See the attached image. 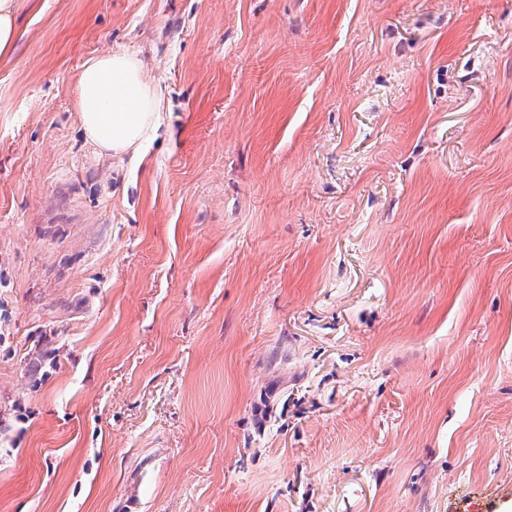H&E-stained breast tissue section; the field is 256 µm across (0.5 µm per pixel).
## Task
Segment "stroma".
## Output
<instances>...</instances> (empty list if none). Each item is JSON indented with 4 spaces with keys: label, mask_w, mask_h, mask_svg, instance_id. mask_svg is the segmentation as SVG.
<instances>
[{
    "label": "stroma",
    "mask_w": 512,
    "mask_h": 512,
    "mask_svg": "<svg viewBox=\"0 0 512 512\" xmlns=\"http://www.w3.org/2000/svg\"><path fill=\"white\" fill-rule=\"evenodd\" d=\"M0 56V512H512V0H42ZM164 94L85 140L83 64ZM76 107L86 140L102 153L120 158L136 154L156 131L162 96L144 81L136 53L114 51L83 65Z\"/></svg>",
    "instance_id": "35a3bbf8"
}]
</instances>
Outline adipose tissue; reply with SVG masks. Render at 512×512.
<instances>
[{
  "mask_svg": "<svg viewBox=\"0 0 512 512\" xmlns=\"http://www.w3.org/2000/svg\"><path fill=\"white\" fill-rule=\"evenodd\" d=\"M76 107L86 140L119 158L138 152L156 131L162 96L144 81L137 54L114 51L83 65Z\"/></svg>",
  "mask_w": 512,
  "mask_h": 512,
  "instance_id": "adipose-tissue-1",
  "label": "adipose tissue"
}]
</instances>
